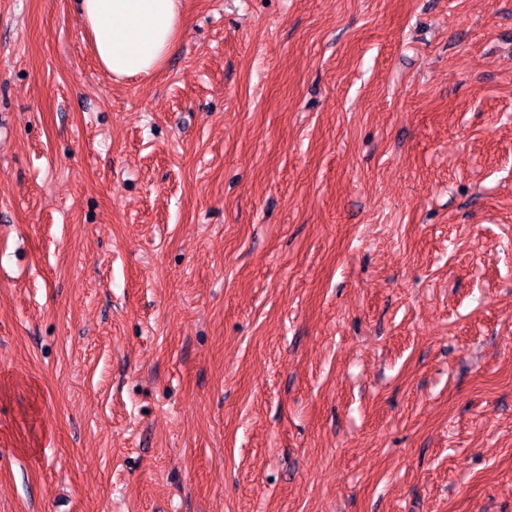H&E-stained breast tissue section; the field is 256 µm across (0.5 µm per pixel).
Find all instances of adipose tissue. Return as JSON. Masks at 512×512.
<instances>
[{
	"label": "adipose tissue",
	"instance_id": "1",
	"mask_svg": "<svg viewBox=\"0 0 512 512\" xmlns=\"http://www.w3.org/2000/svg\"><path fill=\"white\" fill-rule=\"evenodd\" d=\"M100 67L113 78L150 77L174 50L183 0H78Z\"/></svg>",
	"mask_w": 512,
	"mask_h": 512
}]
</instances>
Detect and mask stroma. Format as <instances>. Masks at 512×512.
Instances as JSON below:
<instances>
[{"mask_svg": "<svg viewBox=\"0 0 512 512\" xmlns=\"http://www.w3.org/2000/svg\"><path fill=\"white\" fill-rule=\"evenodd\" d=\"M0 512H512V0H0ZM91 49L114 79L151 77L174 50L183 0H79Z\"/></svg>", "mask_w": 512, "mask_h": 512, "instance_id": "obj_1", "label": "stroma"}]
</instances>
